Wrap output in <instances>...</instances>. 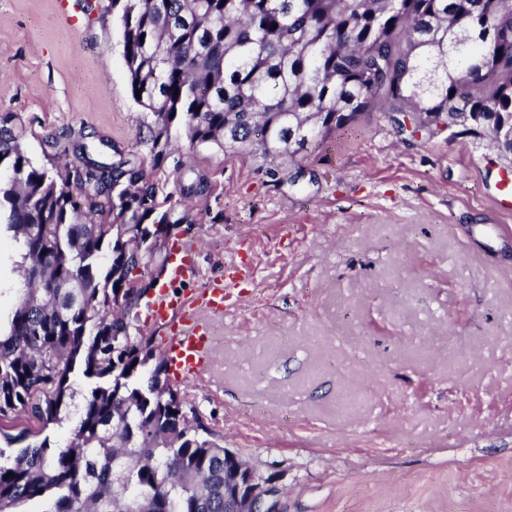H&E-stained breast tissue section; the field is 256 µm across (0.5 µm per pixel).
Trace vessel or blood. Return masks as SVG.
Instances as JSON below:
<instances>
[{
	"label": "vessel or blood",
	"mask_w": 512,
	"mask_h": 512,
	"mask_svg": "<svg viewBox=\"0 0 512 512\" xmlns=\"http://www.w3.org/2000/svg\"><path fill=\"white\" fill-rule=\"evenodd\" d=\"M199 242H176L169 260L170 279L157 287L145 306L144 321L168 325L164 354L172 376L184 380L203 372L211 363L215 348L209 330L212 317L238 303L235 278L207 282L192 293H181L177 284L197 274L195 257Z\"/></svg>",
	"instance_id": "vessel-or-blood-1"
}]
</instances>
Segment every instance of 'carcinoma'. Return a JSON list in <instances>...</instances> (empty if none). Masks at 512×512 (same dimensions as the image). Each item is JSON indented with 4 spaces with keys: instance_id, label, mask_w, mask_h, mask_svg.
I'll return each instance as SVG.
<instances>
[{
    "instance_id": "cac0c4a2",
    "label": "carcinoma",
    "mask_w": 512,
    "mask_h": 512,
    "mask_svg": "<svg viewBox=\"0 0 512 512\" xmlns=\"http://www.w3.org/2000/svg\"><path fill=\"white\" fill-rule=\"evenodd\" d=\"M107 11L152 116L142 142L154 170L177 135L294 162L377 98L512 154V0H109ZM78 151L57 180L0 115V234L19 243L24 280L0 326V512L34 500L42 512H224L237 471L173 397L164 356L143 352L153 337L129 290L135 270L167 265L158 234L192 223L190 210L142 164ZM171 174L183 198L208 188L180 160ZM76 370L92 387L56 448L44 431L65 420Z\"/></svg>"
}]
</instances>
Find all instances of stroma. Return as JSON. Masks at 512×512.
I'll return each mask as SVG.
<instances>
[{
  "label": "stroma",
  "instance_id": "1",
  "mask_svg": "<svg viewBox=\"0 0 512 512\" xmlns=\"http://www.w3.org/2000/svg\"><path fill=\"white\" fill-rule=\"evenodd\" d=\"M0 0V113L35 165L87 134L147 160L108 0ZM209 179L180 231L200 280L248 296L219 356L177 382L283 512H512V157L464 126L400 129L376 104L298 163L180 140ZM19 250L0 237V317Z\"/></svg>",
  "mask_w": 512,
  "mask_h": 512
}]
</instances>
